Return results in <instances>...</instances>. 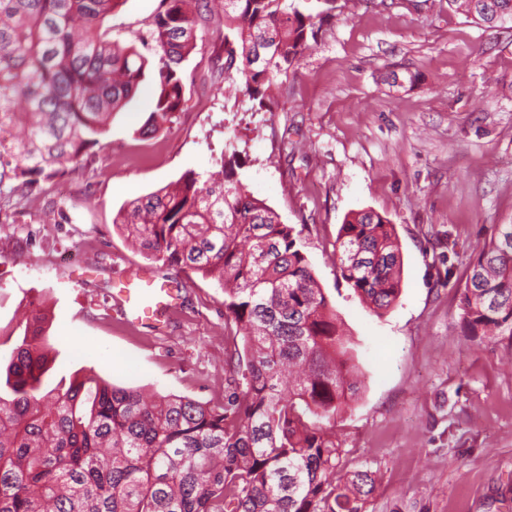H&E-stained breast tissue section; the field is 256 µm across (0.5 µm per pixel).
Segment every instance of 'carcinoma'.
<instances>
[{"label": "carcinoma", "mask_w": 512, "mask_h": 512, "mask_svg": "<svg viewBox=\"0 0 512 512\" xmlns=\"http://www.w3.org/2000/svg\"><path fill=\"white\" fill-rule=\"evenodd\" d=\"M123 0H0V187L22 191L79 163L136 97L148 59L101 32ZM150 32L166 57L141 131L169 128L185 98L178 66L196 48L194 9L163 0ZM490 28L512 0H448ZM227 68L264 103L303 53L312 16L296 0H224ZM127 202L113 224L153 261L224 288L243 333L224 402L146 394L98 377L49 382L36 314L4 368L0 512H364L369 469L338 476L336 416L361 389L355 345L297 247L295 228L222 162ZM334 252L343 280L383 314L401 295L395 227L347 214ZM468 336L512 337V224H494L460 289Z\"/></svg>", "instance_id": "obj_1"}]
</instances>
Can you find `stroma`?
I'll list each match as a JSON object with an SVG mask.
<instances>
[{
	"mask_svg": "<svg viewBox=\"0 0 512 512\" xmlns=\"http://www.w3.org/2000/svg\"><path fill=\"white\" fill-rule=\"evenodd\" d=\"M222 0L199 20L180 70L185 104L145 137L161 65L149 32L161 0H124L103 24L150 66L81 164L0 206V364L33 305L47 314L54 378L83 369L147 393L224 400L235 345L218 284L134 250L112 223L128 201L222 157L283 223L356 343L358 398L336 419L342 469H371L365 512H512V338L460 325L459 290L495 224H512V24L490 29L447 0H301L307 49L269 106L224 70ZM394 224L400 298L376 315L341 277L333 243L347 213ZM457 247L448 250V239ZM147 270L175 288L168 315L129 325L120 280Z\"/></svg>",
	"mask_w": 512,
	"mask_h": 512,
	"instance_id": "stroma-1",
	"label": "stroma"
}]
</instances>
